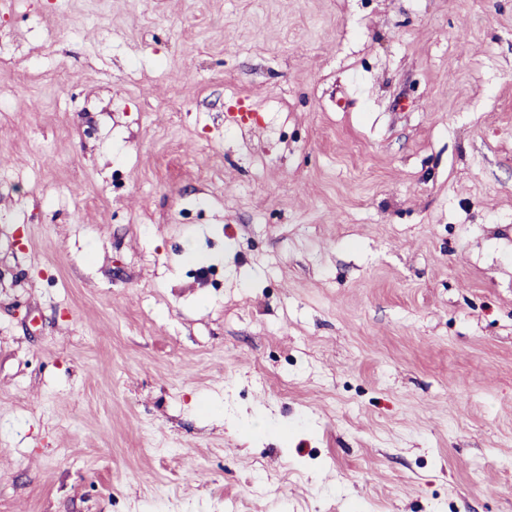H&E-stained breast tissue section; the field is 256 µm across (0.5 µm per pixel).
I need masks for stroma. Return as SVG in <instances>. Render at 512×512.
Returning a JSON list of instances; mask_svg holds the SVG:
<instances>
[{"mask_svg":"<svg viewBox=\"0 0 512 512\" xmlns=\"http://www.w3.org/2000/svg\"><path fill=\"white\" fill-rule=\"evenodd\" d=\"M0 512H512V0H0Z\"/></svg>","mask_w":512,"mask_h":512,"instance_id":"35a3bbf8","label":"stroma"}]
</instances>
